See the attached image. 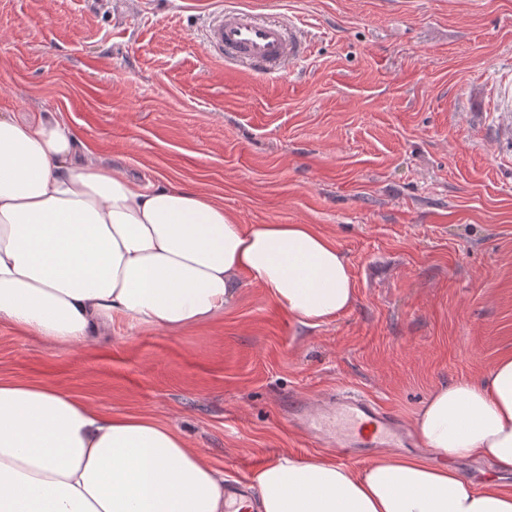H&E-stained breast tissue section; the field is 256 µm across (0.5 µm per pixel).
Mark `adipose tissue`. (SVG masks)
Instances as JSON below:
<instances>
[{"label":"adipose tissue","instance_id":"1","mask_svg":"<svg viewBox=\"0 0 512 512\" xmlns=\"http://www.w3.org/2000/svg\"><path fill=\"white\" fill-rule=\"evenodd\" d=\"M78 131L0 114V321L52 346L113 322L184 330L223 313L241 274L299 324L347 311L346 257L311 224H239L189 186L80 160ZM423 457L363 467L284 453L244 512H512V355L479 384L435 387L413 422ZM496 473L466 478L454 460ZM224 473L174 425L101 414L46 383L0 381V512H224Z\"/></svg>","mask_w":512,"mask_h":512}]
</instances>
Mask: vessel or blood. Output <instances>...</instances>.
Wrapping results in <instances>:
<instances>
[{"label": "vessel or blood", "mask_w": 512, "mask_h": 512, "mask_svg": "<svg viewBox=\"0 0 512 512\" xmlns=\"http://www.w3.org/2000/svg\"><path fill=\"white\" fill-rule=\"evenodd\" d=\"M305 49L304 41L288 34L285 24L259 21L252 12L240 7L217 10L204 40L208 55L228 63L247 61L261 73L281 68L301 57ZM330 414L336 419L332 428L305 410L298 415L297 422L303 429L326 439L340 459H347L362 445L402 448L408 443L400 419L359 394L338 393Z\"/></svg>", "instance_id": "1"}]
</instances>
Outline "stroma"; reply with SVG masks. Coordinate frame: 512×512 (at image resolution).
<instances>
[{"label": "stroma", "mask_w": 512, "mask_h": 512, "mask_svg": "<svg viewBox=\"0 0 512 512\" xmlns=\"http://www.w3.org/2000/svg\"><path fill=\"white\" fill-rule=\"evenodd\" d=\"M291 23L274 74L208 56L222 5ZM512 0H0V113L53 114L143 183L193 186L242 224H313L355 302L305 327L242 277L223 314L170 332L117 321L53 347L0 322V380L176 425L228 479L283 453L347 388L412 422L441 384L512 352Z\"/></svg>", "instance_id": "stroma-1"}]
</instances>
